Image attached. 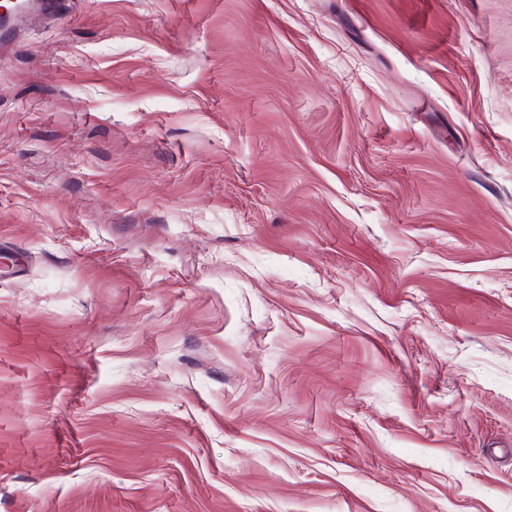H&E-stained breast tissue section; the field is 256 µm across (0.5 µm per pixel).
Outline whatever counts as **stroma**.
Here are the masks:
<instances>
[{"label":"stroma","mask_w":512,"mask_h":512,"mask_svg":"<svg viewBox=\"0 0 512 512\" xmlns=\"http://www.w3.org/2000/svg\"><path fill=\"white\" fill-rule=\"evenodd\" d=\"M25 30L0 512H512V0Z\"/></svg>","instance_id":"1"}]
</instances>
